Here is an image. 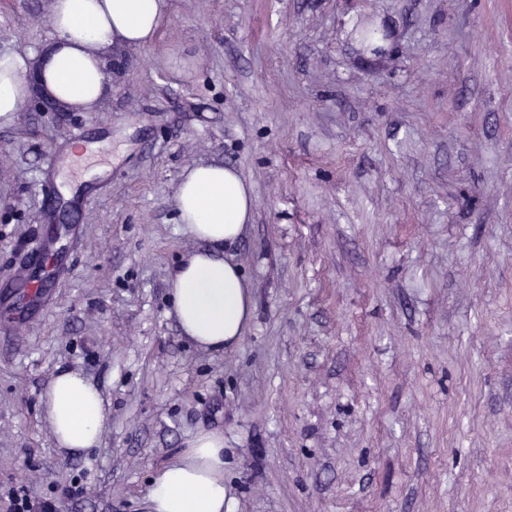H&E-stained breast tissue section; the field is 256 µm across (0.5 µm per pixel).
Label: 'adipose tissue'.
<instances>
[{
	"instance_id": "obj_1",
	"label": "adipose tissue",
	"mask_w": 512,
	"mask_h": 512,
	"mask_svg": "<svg viewBox=\"0 0 512 512\" xmlns=\"http://www.w3.org/2000/svg\"><path fill=\"white\" fill-rule=\"evenodd\" d=\"M167 12V0H53V38L33 55L0 53V116L20 111L36 94L71 110L94 107L110 82L108 54L150 45ZM176 208L203 246L184 252L168 277L172 310L183 334L201 347L231 349L251 320L253 296L224 249L252 220L251 189L236 169L196 165L177 187ZM41 401L58 448L80 455L98 447L105 402L80 372L57 370ZM224 498V436L203 432L156 473L143 506L146 512H224Z\"/></svg>"
}]
</instances>
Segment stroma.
I'll return each mask as SVG.
<instances>
[{
	"label": "stroma",
	"mask_w": 512,
	"mask_h": 512,
	"mask_svg": "<svg viewBox=\"0 0 512 512\" xmlns=\"http://www.w3.org/2000/svg\"><path fill=\"white\" fill-rule=\"evenodd\" d=\"M50 4L0 0V52L49 42ZM169 4L97 106L0 118V512L21 484L143 512L202 431L225 512H512V0ZM209 163L254 198L229 249L253 316L221 353L167 314L198 246L177 186ZM58 220L62 268L19 303ZM60 367L105 400L80 457L42 412Z\"/></svg>",
	"instance_id": "1"
}]
</instances>
